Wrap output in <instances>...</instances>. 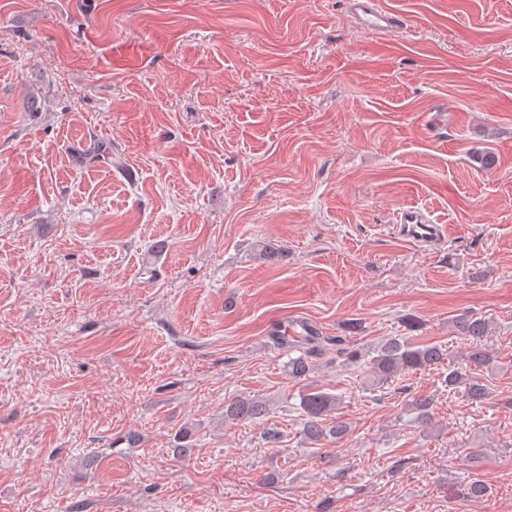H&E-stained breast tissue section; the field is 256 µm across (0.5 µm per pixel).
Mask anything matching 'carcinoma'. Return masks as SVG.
Listing matches in <instances>:
<instances>
[{
    "label": "carcinoma",
    "instance_id": "obj_1",
    "mask_svg": "<svg viewBox=\"0 0 512 512\" xmlns=\"http://www.w3.org/2000/svg\"><path fill=\"white\" fill-rule=\"evenodd\" d=\"M457 335L467 341L462 361L451 359L440 344L419 345L406 336H392L373 349L375 356L366 361L369 365L372 382L385 384L394 381L400 374H411L431 366L447 365L443 373V383L450 390L464 388L466 396L472 401H481L489 394L480 371L495 361V354L486 344L488 321L475 314H463L453 320ZM308 347L300 355L288 358V375L300 379L310 369V359L322 354L319 342L314 336L306 337ZM339 398L321 389H306L299 393V409L303 416V434L311 442L318 444L326 439L341 440L350 430L343 420L332 416ZM410 411L416 414V420L426 426L432 422L434 401L427 397H418L409 403ZM267 413L265 402L246 396L236 397L224 405V418L244 422L261 417ZM488 491L486 481L475 473L466 485L468 498L478 500Z\"/></svg>",
    "mask_w": 512,
    "mask_h": 512
}]
</instances>
